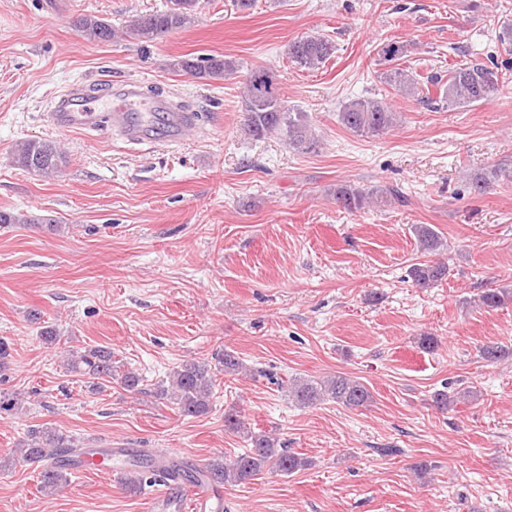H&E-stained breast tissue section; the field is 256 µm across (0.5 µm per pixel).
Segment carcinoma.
Instances as JSON below:
<instances>
[{"label":"carcinoma","instance_id":"obj_1","mask_svg":"<svg viewBox=\"0 0 512 512\" xmlns=\"http://www.w3.org/2000/svg\"><path fill=\"white\" fill-rule=\"evenodd\" d=\"M198 0H170L164 11L144 14L130 25L128 37L143 43L152 42L168 33L180 30L191 23ZM75 27L88 41L112 39V26L105 21L83 16L74 21ZM335 51L329 39L319 35H305L288 46V58L301 68L313 70L325 63ZM407 46L400 41L382 42L376 46L377 62L385 67L381 73L384 82L404 96L434 106L436 109L463 107L476 102H486L496 97L503 86L502 72L495 63L487 65L471 61L448 69V76L432 74L420 82L415 68L400 67L398 61L407 56ZM170 69L195 73L203 78L222 79L238 70V65L224 57L202 59L178 58L171 61ZM439 88L435 98L423 90L422 85ZM243 103L248 115V130L261 138L272 131L286 133L288 144L302 153H314L319 141L308 128L306 115L288 109L280 97L278 75L270 67H255L244 75ZM339 121L352 133L364 136H380L391 131L397 119L393 110L383 102L372 98H358L346 103L339 112ZM14 163L33 173H48L59 168L62 154L57 146L44 139H28L20 142L13 153ZM512 179V172L493 168L475 175L471 186L483 193L490 185L502 178ZM336 204L348 212L400 199L394 188L364 189L348 183L336 185ZM421 249L429 254L440 252L444 243L431 225L417 224L413 228ZM448 274L443 262L427 261L411 271L413 282L426 288L441 281ZM512 301V292L506 288L486 290L480 298L483 306L499 308ZM216 364L186 360L156 388L161 399H170L178 406L181 415L197 417L208 412L218 372L234 374L244 369L243 363L231 351H224L215 358ZM71 371L93 379L117 381L124 389L136 391L142 378L135 372L121 369L107 347L87 348L74 352L68 361ZM288 398L302 407L329 398L347 407H366L372 402V394L365 385L348 376L337 375L316 382L294 379L286 384ZM251 447L224 461L214 460L202 467L193 466L178 458L159 460L149 454H141L126 470L125 487L131 493H139L145 480L168 476L177 482L192 486H220L244 484L256 479L263 472L292 475L306 469L310 462L286 448H278L270 437L246 431ZM87 450L79 447L71 436L54 426L43 425L29 432L22 443V460L40 467L41 489L56 490L67 483L66 467Z\"/></svg>","mask_w":512,"mask_h":512}]
</instances>
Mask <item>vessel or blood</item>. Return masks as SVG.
Here are the masks:
<instances>
[{"mask_svg":"<svg viewBox=\"0 0 512 512\" xmlns=\"http://www.w3.org/2000/svg\"><path fill=\"white\" fill-rule=\"evenodd\" d=\"M142 98L141 85L133 81L106 91L82 83L57 96L47 116L56 128L63 131L71 128L89 129L105 124L121 128L128 141L138 143L142 140L140 127L129 121L128 112ZM150 109L166 113L170 129L176 135L184 133L195 121L194 113L165 97L151 102Z\"/></svg>","mask_w":512,"mask_h":512,"instance_id":"obj_1","label":"vessel or blood"}]
</instances>
